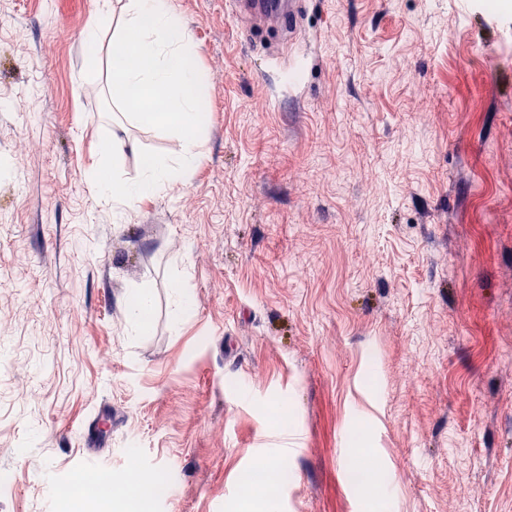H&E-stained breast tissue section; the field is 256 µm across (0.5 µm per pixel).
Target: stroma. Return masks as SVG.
<instances>
[{
  "instance_id": "stroma-1",
  "label": "stroma",
  "mask_w": 512,
  "mask_h": 512,
  "mask_svg": "<svg viewBox=\"0 0 512 512\" xmlns=\"http://www.w3.org/2000/svg\"><path fill=\"white\" fill-rule=\"evenodd\" d=\"M173 5L198 159L116 209L103 135L126 178L177 136L117 113L99 0H0V512H126L58 488L123 481L134 439L150 512H512V0H306L271 53L225 0ZM269 456L287 479L242 494ZM152 308V297L145 288H140L133 296V301L128 309V316L135 328H141L143 325L142 315L144 311Z\"/></svg>"
}]
</instances>
